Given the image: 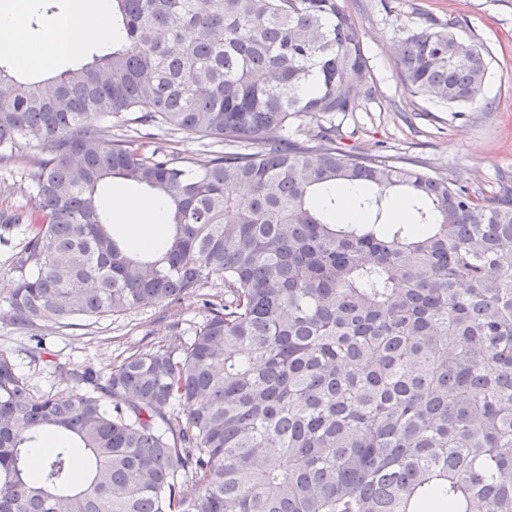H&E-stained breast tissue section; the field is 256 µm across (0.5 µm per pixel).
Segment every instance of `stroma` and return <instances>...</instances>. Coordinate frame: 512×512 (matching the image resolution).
I'll return each instance as SVG.
<instances>
[{"label": "stroma", "instance_id": "1", "mask_svg": "<svg viewBox=\"0 0 512 512\" xmlns=\"http://www.w3.org/2000/svg\"><path fill=\"white\" fill-rule=\"evenodd\" d=\"M363 42L373 77V98L359 110L337 114L336 146L353 155L377 154L397 164L459 182L492 196L512 178V0H341ZM450 24L488 51L484 100L464 111L412 96L402 85L396 44L426 21ZM26 236L15 229L0 243V350L9 354L33 392L69 387L56 360L109 370L145 343L161 345L172 328L192 334L203 313L198 297L109 318H78L72 325L38 328L46 352L29 354V332L2 313L14 286L10 257Z\"/></svg>", "mask_w": 512, "mask_h": 512}]
</instances>
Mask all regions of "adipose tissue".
<instances>
[{
    "label": "adipose tissue",
    "mask_w": 512,
    "mask_h": 512,
    "mask_svg": "<svg viewBox=\"0 0 512 512\" xmlns=\"http://www.w3.org/2000/svg\"><path fill=\"white\" fill-rule=\"evenodd\" d=\"M107 4L97 9L79 5L64 17L51 38L42 45L30 46L23 35L24 16L7 8L0 11V39L13 43L17 49L15 60L19 68L28 71H48L66 58L74 56L85 46L111 45L115 30L109 19ZM104 206L125 221L128 241L137 248L159 254L163 251V238L156 225L161 220L165 203L160 199L144 203L135 199H108Z\"/></svg>",
    "instance_id": "ef3b65f1"
}]
</instances>
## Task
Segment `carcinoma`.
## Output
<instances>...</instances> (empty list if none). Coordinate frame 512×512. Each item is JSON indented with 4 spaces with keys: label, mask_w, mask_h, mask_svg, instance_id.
I'll use <instances>...</instances> for the list:
<instances>
[{
    "label": "carcinoma",
    "mask_w": 512,
    "mask_h": 512,
    "mask_svg": "<svg viewBox=\"0 0 512 512\" xmlns=\"http://www.w3.org/2000/svg\"><path fill=\"white\" fill-rule=\"evenodd\" d=\"M123 44L42 81L0 64V162L34 206L13 255L20 329L202 300L187 340L33 393L0 350V512H512V189L288 139L359 109L371 72L340 0H112ZM482 44L428 22L396 49L414 96L477 102ZM245 142L201 160L112 122ZM109 178L166 200L160 256L112 233ZM336 184L364 189L338 224ZM422 203L396 219L390 196ZM112 398V408L103 403ZM329 126V121L316 118L305 117L297 121L288 129V137L292 140H298L309 146H316L320 143L317 137L320 125Z\"/></svg>",
    "instance_id": "cac0c4a2"
}]
</instances>
